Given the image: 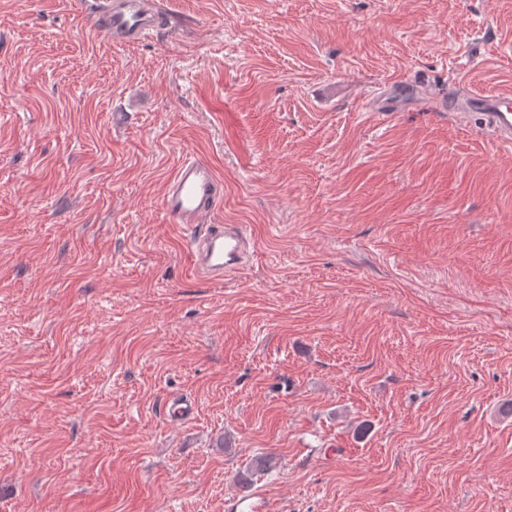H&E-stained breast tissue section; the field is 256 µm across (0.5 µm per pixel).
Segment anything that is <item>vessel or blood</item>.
<instances>
[{"mask_svg": "<svg viewBox=\"0 0 512 512\" xmlns=\"http://www.w3.org/2000/svg\"><path fill=\"white\" fill-rule=\"evenodd\" d=\"M78 11L113 44L129 45L164 28L168 21L158 0H77ZM464 118L480 116L494 141L512 143V91H471L456 100ZM222 183L212 166L185 157L161 199L171 223L188 235L193 276L220 283L243 269L249 238L242 225L214 224L210 217L222 203Z\"/></svg>", "mask_w": 512, "mask_h": 512, "instance_id": "b4317fda", "label": "vessel or blood"}]
</instances>
